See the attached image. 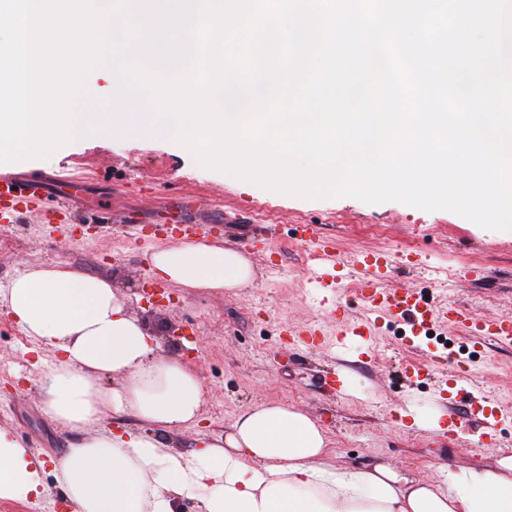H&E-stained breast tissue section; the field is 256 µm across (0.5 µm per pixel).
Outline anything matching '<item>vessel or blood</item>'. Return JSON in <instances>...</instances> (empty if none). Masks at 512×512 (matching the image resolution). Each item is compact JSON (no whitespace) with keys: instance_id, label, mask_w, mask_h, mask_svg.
<instances>
[{"instance_id":"b4317fda","label":"vessel or blood","mask_w":512,"mask_h":512,"mask_svg":"<svg viewBox=\"0 0 512 512\" xmlns=\"http://www.w3.org/2000/svg\"><path fill=\"white\" fill-rule=\"evenodd\" d=\"M45 184L46 179L42 176L0 173V222H18L28 213L39 209L44 199ZM173 204L178 208L180 218L166 227V240L189 238L197 225L216 221L201 196H183L174 199ZM301 240L310 244L311 256L319 266L313 277L315 288L334 299L336 319L342 324L337 333V352L348 354L349 341L353 338L366 345H373L375 322L363 320L350 326L344 323L346 306L336 298L343 279L344 264L335 241L320 234L315 226L309 224L302 226ZM355 261L361 266L365 279V285L359 291L364 307L373 314L401 319L410 335H427L437 324L445 323L473 336H490L504 344L512 343V316L491 314L478 319L467 308L454 303L438 306L407 288L380 287V280L392 266V257L386 252L365 251L359 253Z\"/></svg>"}]
</instances>
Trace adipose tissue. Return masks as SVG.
<instances>
[{"label": "adipose tissue", "mask_w": 512, "mask_h": 512, "mask_svg": "<svg viewBox=\"0 0 512 512\" xmlns=\"http://www.w3.org/2000/svg\"><path fill=\"white\" fill-rule=\"evenodd\" d=\"M151 277L221 291L250 285V261L202 241L154 251ZM0 308L33 339L44 412L79 433L53 462L0 426V501L39 502L53 472L69 512H512V454L493 465L444 469L438 481L405 476L384 462H331L323 428L308 413L260 404L239 414L224 438L181 451L158 438L201 418L194 370L160 356L159 338L126 309L110 279L32 268L0 294ZM111 385H103L104 377ZM134 428L106 430V414Z\"/></svg>", "instance_id": "1"}]
</instances>
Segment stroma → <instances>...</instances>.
Here are the masks:
<instances>
[{"label": "stroma", "instance_id": "1", "mask_svg": "<svg viewBox=\"0 0 512 512\" xmlns=\"http://www.w3.org/2000/svg\"><path fill=\"white\" fill-rule=\"evenodd\" d=\"M0 172L49 176L50 192L85 198L89 215L138 208L153 221L168 197L196 191L232 219L225 246L241 248L250 226L275 222L276 237L249 253L255 278L250 286L218 294L185 289L149 276L153 245L137 242L116 224L75 237L74 228L55 220L0 223V290L24 271L64 264L86 275H108L128 309L147 325L176 326L178 345L162 351L181 357L204 389L197 427L175 437L190 450L198 437H223L247 408L278 402L303 409L324 429L337 464L391 462L425 480L442 476L441 465L457 469L488 463L512 452V345L474 341L452 327L431 337L404 339L405 327L379 319L375 353L346 371L344 393L324 382L336 371V319L312 283L309 247L300 225L311 224L334 238L342 257L380 250L396 261L380 285L424 294L437 304L454 302L473 314L512 316V237L486 230L449 211H425L401 202L368 204L352 197L304 199L271 192L228 174L201 167L172 139L138 134L71 142L49 157L0 163ZM320 325L322 347H290L284 324ZM32 340L0 309V424L24 447L43 458L58 457L77 434L51 422L44 395L35 384L28 350ZM437 358V372L465 367L477 379L485 414L499 422L487 437L475 418L464 417L458 436L438 437L400 425L396 412L426 417L440 412L429 379L408 384L402 370L423 354Z\"/></svg>", "mask_w": 512, "mask_h": 512}]
</instances>
